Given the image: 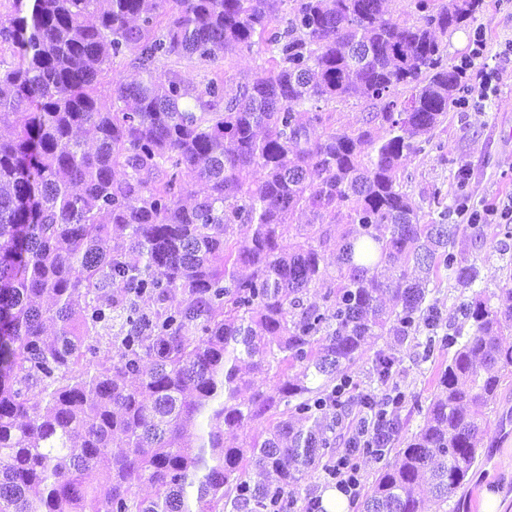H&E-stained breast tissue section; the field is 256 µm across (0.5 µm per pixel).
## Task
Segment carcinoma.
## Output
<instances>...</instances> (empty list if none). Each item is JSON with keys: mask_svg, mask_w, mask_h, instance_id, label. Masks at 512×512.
<instances>
[{"mask_svg": "<svg viewBox=\"0 0 512 512\" xmlns=\"http://www.w3.org/2000/svg\"><path fill=\"white\" fill-rule=\"evenodd\" d=\"M6 2L0 512H264L335 448L346 402L358 428L381 411L352 394L362 345L424 329L425 356L455 349L440 394L425 407L389 397L391 436L408 404L424 425L393 460L377 453L350 507L428 512L469 483L475 415L512 368V288L460 304L473 335L439 334L428 285L442 271L463 288L479 279L454 242L481 230L462 224L481 211L435 191L439 220L422 224L398 170L466 88L468 65L445 64L434 32L453 33L482 0H412L413 26L385 0H293L286 18L284 0ZM254 46L266 66L232 96L222 77L193 85L159 68ZM126 59L138 78L103 82ZM351 97L376 111L338 130L319 103ZM198 180L207 193L189 191ZM343 211L333 274L324 220ZM119 317L112 362L99 335ZM394 364L378 351L380 382ZM257 420L263 433L226 443ZM252 468L275 478L253 484Z\"/></svg>", "mask_w": 512, "mask_h": 512, "instance_id": "carcinoma-1", "label": "carcinoma"}]
</instances>
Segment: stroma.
<instances>
[{"label": "stroma", "mask_w": 512, "mask_h": 512, "mask_svg": "<svg viewBox=\"0 0 512 512\" xmlns=\"http://www.w3.org/2000/svg\"><path fill=\"white\" fill-rule=\"evenodd\" d=\"M482 32L486 42L484 58L467 71L469 88H477L486 72L496 75L490 98L477 100L467 108H451L432 133L433 144L420 154L408 157L399 170V180L421 208L423 222L435 220L427 204L431 191L445 198L456 192L459 172L469 175L471 206L482 209L503 207L512 202V0H484L473 21L453 34L443 37L445 60L460 64L470 53L475 32ZM260 50H242L202 62L185 57L176 68L190 82L201 83L214 75L225 76L226 92L250 81L263 66ZM454 250L462 259L476 263L482 283L496 289L512 276V236L504 237L497 225L485 227L482 238L472 231L459 232ZM427 305L439 317V330H461L471 334L472 326L458 312L461 301L470 299L471 291L454 287L447 275L434 278L428 286ZM388 348L396 358L388 382H380L374 373L377 351ZM451 351L424 357L416 338H385L367 342L350 368L357 391L384 395L395 387L409 399L428 403L438 392V374L451 358ZM484 446L474 465V478L449 499L447 505L431 506L429 512H480L481 493L490 489L501 493L503 512H512V373H505L497 400L482 415Z\"/></svg>", "instance_id": "obj_1"}]
</instances>
